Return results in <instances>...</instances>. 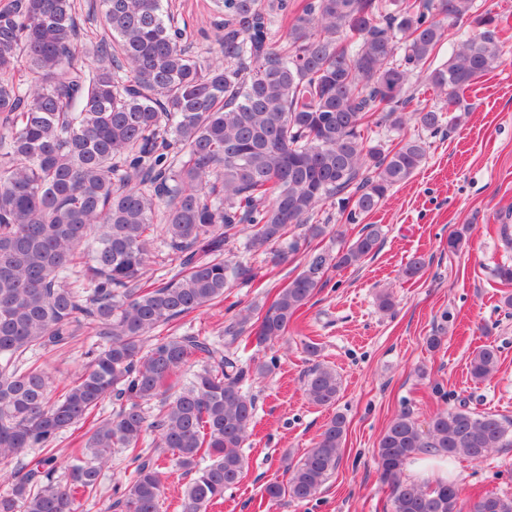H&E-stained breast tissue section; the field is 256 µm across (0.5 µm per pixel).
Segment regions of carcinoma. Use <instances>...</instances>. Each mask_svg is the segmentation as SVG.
Wrapping results in <instances>:
<instances>
[{"mask_svg": "<svg viewBox=\"0 0 512 512\" xmlns=\"http://www.w3.org/2000/svg\"><path fill=\"white\" fill-rule=\"evenodd\" d=\"M224 35L210 59L188 50L164 0H99L105 36L78 41L76 0H0V463L30 448L45 456L0 469L10 482L0 512H81L101 494L102 471L121 453L133 470L109 505L159 512L167 474L148 438L193 478L182 512H208L244 478L241 448L255 397L238 350L285 335L324 287L331 267L355 266L382 239L369 225L336 254L312 253L268 306L235 310L224 342L173 329L224 300L251 268L224 260L246 247L283 262L322 236L323 204L347 224L374 211L424 163L429 144L407 135L408 120L441 131L444 113L496 70L502 29L475 0H216ZM470 22L472 34L458 37ZM457 45L435 63L443 41ZM424 75L442 107L407 111L410 77ZM384 124L391 148L367 145ZM307 226L285 241L288 226ZM178 262L156 284L149 264L158 237ZM164 327L166 336L152 332ZM93 334L89 361L54 383L38 351ZM497 349L472 353L482 382ZM198 366L180 383L186 369ZM310 403L339 397L336 371L317 364ZM110 396L118 408L100 418ZM74 432L65 479L56 477L58 436ZM346 434L334 414L314 446L264 488L271 501L314 498L341 461ZM512 446V420L464 406L421 428L396 416L378 442L391 512H461L458 487L403 480L418 454L478 461ZM467 512H512V497L485 494Z\"/></svg>", "mask_w": 512, "mask_h": 512, "instance_id": "cac0c4a2", "label": "carcinoma"}]
</instances>
